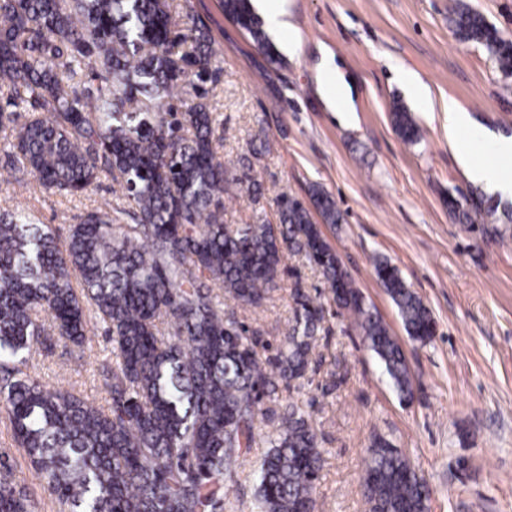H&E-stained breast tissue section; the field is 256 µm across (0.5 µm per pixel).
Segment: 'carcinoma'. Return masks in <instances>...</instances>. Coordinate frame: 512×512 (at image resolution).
Instances as JSON below:
<instances>
[{"instance_id": "cac0c4a2", "label": "carcinoma", "mask_w": 512, "mask_h": 512, "mask_svg": "<svg viewBox=\"0 0 512 512\" xmlns=\"http://www.w3.org/2000/svg\"><path fill=\"white\" fill-rule=\"evenodd\" d=\"M223 7L278 60L250 0ZM450 23L512 74V51L480 12L460 3ZM222 63L207 24L172 12L170 0H0V126L11 129L3 168L65 196L105 178L124 197L87 211L62 246L30 213L0 215V415L71 512H221L259 421L276 437L257 469L258 512H316L322 452L309 414L266 400L305 377L324 303L296 281L293 323L267 356L237 313L276 289L287 252L320 272L336 314L359 330L400 398H413L402 345L300 200L276 198L277 224L224 223V197L243 180L228 176L224 124L208 104ZM392 122L404 142L419 139L404 106ZM311 203L340 223L331 196L315 189ZM373 268L408 337L429 343L432 311L387 259ZM91 318L115 357L100 371L106 408L23 371L52 335L84 350ZM363 481L369 512H429L427 481L383 435ZM30 509L1 479L0 512Z\"/></svg>"}]
</instances>
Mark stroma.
Wrapping results in <instances>:
<instances>
[{
    "label": "stroma",
    "mask_w": 512,
    "mask_h": 512,
    "mask_svg": "<svg viewBox=\"0 0 512 512\" xmlns=\"http://www.w3.org/2000/svg\"><path fill=\"white\" fill-rule=\"evenodd\" d=\"M458 0H285L300 47L270 62L250 35L224 13L221 0H172L177 12L200 15L224 49L210 103L224 121L220 153L235 175L260 182L253 198L238 186L224 201V221L253 216L278 223L274 200L328 193L343 220L313 215L356 286L402 344L414 373L415 398L402 402L348 320L326 312L299 383L279 388L276 407L309 411L323 451L317 512H368L364 459L375 435L409 456L432 489L429 512H512V200L469 180L448 146L445 106L456 101L495 135L512 136V75L475 43L459 41L448 17ZM351 87L357 120L344 124L318 94L323 52ZM415 73L430 90L421 111L402 79ZM403 105L420 139L403 142L392 108ZM272 140V153L243 170L252 140ZM122 201L103 179L81 196L46 193L33 177L0 183V211L24 210L66 238L80 215ZM396 265L432 310L430 343L409 340L397 308L371 264ZM287 270L262 306L245 312L263 343L277 344L294 316L291 289H325L303 257L285 255ZM96 333L86 352L56 339L53 353L33 356L27 373L50 389L74 391L106 405L98 370L112 362ZM272 426L259 423L247 460L227 487L224 512H256L254 470L270 448ZM0 460L24 487L34 512H70L41 484L8 421L0 417Z\"/></svg>",
    "instance_id": "stroma-1"
}]
</instances>
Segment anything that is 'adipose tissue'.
I'll return each mask as SVG.
<instances>
[{
	"label": "adipose tissue",
	"mask_w": 512,
	"mask_h": 512,
	"mask_svg": "<svg viewBox=\"0 0 512 512\" xmlns=\"http://www.w3.org/2000/svg\"><path fill=\"white\" fill-rule=\"evenodd\" d=\"M322 67L329 76L328 81L321 84L323 100L341 122H350L355 107L347 92L344 77L340 75L332 55H324ZM446 112L448 144L467 177L483 185L488 193L512 197V174L483 164L476 159V149L480 146L503 159H511L512 137L491 135L476 124L469 112L457 102H449Z\"/></svg>",
	"instance_id": "adipose-tissue-1"
}]
</instances>
